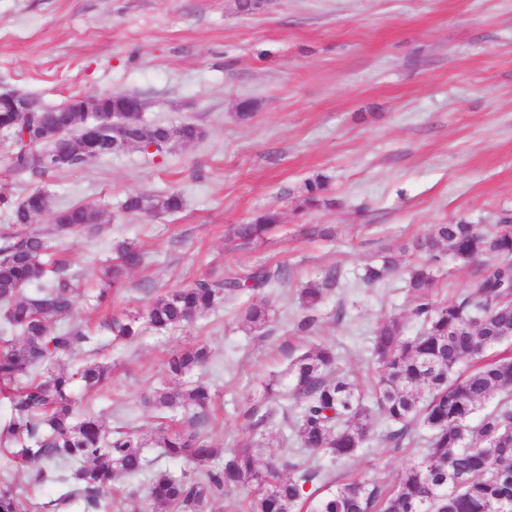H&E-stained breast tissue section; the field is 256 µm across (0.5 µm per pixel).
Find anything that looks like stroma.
I'll return each mask as SVG.
<instances>
[{"mask_svg": "<svg viewBox=\"0 0 512 512\" xmlns=\"http://www.w3.org/2000/svg\"><path fill=\"white\" fill-rule=\"evenodd\" d=\"M10 88L55 107L74 94H139L145 124L188 121L201 141L145 165L134 150L45 177L11 170L10 145L0 135V186L14 199L41 186L49 226L63 205L82 201L108 208L110 224L95 240L55 241L81 276L84 296L74 317L98 327L94 344L63 358L72 370L87 360L111 368L94 392L74 386L76 410L97 416L106 432H135L149 466L115 481L112 495L150 512L147 488L160 470L181 462L160 456L159 427L190 428L184 410L157 409L156 390L171 386L168 354L208 344L211 359L198 376L215 396L200 434L215 448L251 442L258 467L295 457L289 452L297 407L289 363L318 344L335 348L343 373L363 380L378 367L374 330L394 319L407 334L418 324L405 268L421 259L416 244L434 225L465 222L485 231L512 216V0H265L255 13H237L233 0H0V90ZM251 101V119L239 116ZM322 174L334 205L300 212L306 179ZM178 192L182 209L153 217L128 215L120 201L132 193ZM275 210L280 226L267 240L245 244L236 225ZM138 244L143 264L127 272L109 305L92 301L99 265L117 242ZM389 256L399 267L389 280L363 283L366 265ZM283 267L285 280L262 291L225 298L182 327L147 332L133 344L113 340L101 325L112 314L145 307L164 292L225 268ZM336 269L337 284L309 331L297 327L302 288ZM474 267L441 255L432 297H460ZM264 301L273 320L249 329L242 312ZM275 382L288 418L252 430L250 409H264L265 382ZM397 451L371 441L345 468L330 471L337 485L356 475L390 487L423 453L424 427ZM34 512H84L82 499L59 508L73 488L57 482L29 490L28 469L9 449L0 463Z\"/></svg>", "mask_w": 512, "mask_h": 512, "instance_id": "35a3bbf8", "label": "stroma"}]
</instances>
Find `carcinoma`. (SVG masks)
<instances>
[{"label":"carcinoma","instance_id":"1","mask_svg":"<svg viewBox=\"0 0 512 512\" xmlns=\"http://www.w3.org/2000/svg\"><path fill=\"white\" fill-rule=\"evenodd\" d=\"M85 96L74 94L49 112L21 114L0 112V132L12 145L13 170L44 176L77 168L120 151L106 136L84 140L85 129L96 118L111 112L123 114L130 140H146L155 146L144 152L147 162L169 155L179 145L200 140L204 132L192 122L147 126L137 109L145 102L134 93L114 92L97 98L99 113L77 111ZM63 135L73 141V158L66 164L51 160V147ZM326 181L318 176L307 182L298 210L326 205ZM47 193L37 187L18 202L0 192V208L9 210L8 231L0 233V313L5 330L21 336L19 344L0 350V386L13 385L11 415L0 424V445L15 446L13 455L31 465L29 483L42 485L56 478L58 464H69V481L76 493L60 499L68 504L74 495L85 502V512H100L102 501L119 476H136L146 466L144 440L135 433L107 436L98 418L74 411L72 386L86 391L101 388L110 369L94 360L76 371H57L59 358L91 341L76 325L63 329L54 318L76 309L80 277L66 260L55 257V237L79 235L104 223L105 211L90 203L74 202L57 210L55 223L44 230L29 229L35 216L47 206ZM182 207L181 196L133 194L123 201L126 214L171 213ZM280 215L266 212L239 224L234 236L246 243L264 239L275 231ZM416 247L429 259L408 271V287L414 297L412 314L421 323L414 336L404 335L393 319L380 324L372 337V355L378 363L374 397L386 428L379 443L398 449L410 440L416 422L429 431L421 460L406 468L391 487L355 478L325 495H317L318 467H304L292 460L268 464L260 470L249 448L216 451L196 430L166 429L157 433L156 445L163 454L181 460L180 472L160 471L151 480L150 504L159 512H210L214 501L238 487L251 488L243 512H297L312 501L313 512H512V356L486 358L485 353L512 338V218L500 219L499 230L487 233L475 224H437L433 233ZM448 250L457 261H481V267L465 293L448 304L431 300L432 262ZM118 263L102 272L104 287L96 293L97 304H109L112 291L122 287L124 271L142 260L132 242L115 247ZM392 262L366 268L363 281L382 282ZM286 271L265 267L239 273L232 269L223 278H198L188 285L154 299L143 309L125 310L105 323L116 339L134 342L146 327L176 328L213 309L230 292L259 290ZM338 277L333 270L321 283L303 288L306 310L314 311L323 300L324 286ZM243 320L253 329L269 326L273 317L262 302H253ZM211 357L209 347L198 343L173 352L168 375L189 379ZM478 360L469 373L459 371L464 359ZM295 398L299 404L293 424L300 447L341 466L364 447L372 435V411L360 387L338 374L336 353L317 346L289 364ZM499 394L498 406L470 425L473 414L491 396ZM279 393L266 384L265 412L253 427L275 420ZM153 402L162 409L192 408L193 423L206 422L212 402L209 387L201 381L155 391ZM288 474H283V471ZM32 502L19 495L12 484L0 482V512H31Z\"/></svg>","mask_w":512,"mask_h":512}]
</instances>
